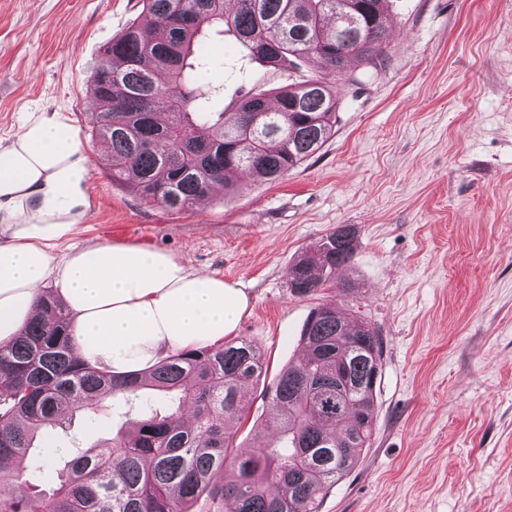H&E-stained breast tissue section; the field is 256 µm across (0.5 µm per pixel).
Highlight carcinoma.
Listing matches in <instances>:
<instances>
[{"instance_id": "cac0c4a2", "label": "carcinoma", "mask_w": 512, "mask_h": 512, "mask_svg": "<svg viewBox=\"0 0 512 512\" xmlns=\"http://www.w3.org/2000/svg\"><path fill=\"white\" fill-rule=\"evenodd\" d=\"M386 0H142V19L112 39L92 81L91 137L126 163L112 180L147 206L193 208L231 177L276 182L332 136L336 81L351 63L376 68L389 47ZM230 34L250 60L279 67L303 58L324 74L224 104V88L201 81L215 66L207 36ZM355 230L333 228L291 267L289 288L308 296L353 258ZM50 323L31 321L0 348V512H185L202 495L227 512H320L329 489L371 446L383 341L360 315L313 309L305 355L262 387L260 444L232 455L226 422L249 409L248 386L267 376L245 340L189 348L148 374L113 375L75 359L71 324L50 291ZM110 400L135 410L116 435L94 431L54 456L49 489L22 480L44 430H65L74 413ZM192 410L194 424L181 415Z\"/></svg>"}]
</instances>
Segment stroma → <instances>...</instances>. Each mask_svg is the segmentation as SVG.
<instances>
[{
    "mask_svg": "<svg viewBox=\"0 0 512 512\" xmlns=\"http://www.w3.org/2000/svg\"><path fill=\"white\" fill-rule=\"evenodd\" d=\"M140 0H0V137L27 112L68 114L87 149L90 88L103 47L140 18ZM393 31L375 68L338 85L336 133L273 183L237 176V192L182 212L145 207L92 163L90 219L78 244H140L244 288L233 339L276 375L303 354L310 312L363 314L383 340L376 430L320 512H512V0H387ZM208 71L225 96L321 76L265 70L230 35L211 36ZM356 230L349 266L316 293L289 270L336 225ZM355 280L354 291L341 284ZM228 428L235 454L256 445L263 413ZM123 421L105 401L76 413L46 447L104 436Z\"/></svg>",
    "mask_w": 512,
    "mask_h": 512,
    "instance_id": "stroma-1",
    "label": "stroma"
}]
</instances>
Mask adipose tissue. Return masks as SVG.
Segmentation results:
<instances>
[{
    "label": "adipose tissue",
    "mask_w": 512,
    "mask_h": 512,
    "mask_svg": "<svg viewBox=\"0 0 512 512\" xmlns=\"http://www.w3.org/2000/svg\"><path fill=\"white\" fill-rule=\"evenodd\" d=\"M70 117L29 112L0 139V348L32 320L49 318L43 286L73 318V354L114 374L148 373L179 351L223 342L249 305L223 276L146 246L96 243L56 253L88 217L90 158Z\"/></svg>",
    "instance_id": "ef3b65f1"
}]
</instances>
